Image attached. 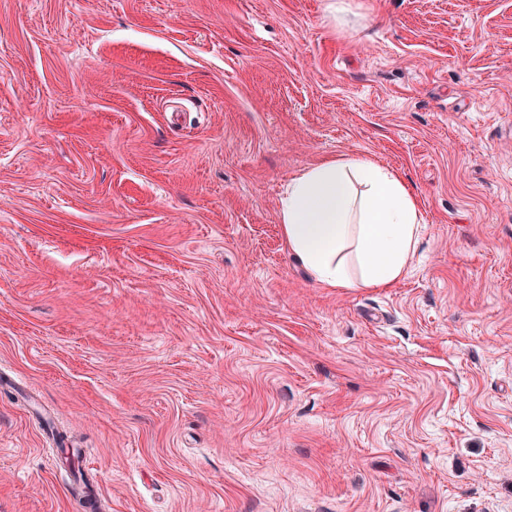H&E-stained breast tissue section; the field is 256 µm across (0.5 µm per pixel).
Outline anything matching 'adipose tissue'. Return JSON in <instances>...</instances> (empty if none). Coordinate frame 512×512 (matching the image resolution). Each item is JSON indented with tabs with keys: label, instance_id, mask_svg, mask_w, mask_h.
I'll use <instances>...</instances> for the list:
<instances>
[{
	"label": "adipose tissue",
	"instance_id": "1",
	"mask_svg": "<svg viewBox=\"0 0 512 512\" xmlns=\"http://www.w3.org/2000/svg\"><path fill=\"white\" fill-rule=\"evenodd\" d=\"M419 203L394 171L328 160L294 177L280 200L289 249L327 288H388L413 257Z\"/></svg>",
	"mask_w": 512,
	"mask_h": 512
}]
</instances>
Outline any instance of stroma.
<instances>
[{
  "instance_id": "stroma-1",
  "label": "stroma",
  "mask_w": 512,
  "mask_h": 512,
  "mask_svg": "<svg viewBox=\"0 0 512 512\" xmlns=\"http://www.w3.org/2000/svg\"><path fill=\"white\" fill-rule=\"evenodd\" d=\"M355 158L391 288L279 224ZM39 411L101 512H512V0H0V512H80ZM353 180L365 187L360 198ZM419 210L391 169L370 160H328L288 183L279 220L288 248L317 283L389 288L405 276L415 253Z\"/></svg>"
}]
</instances>
